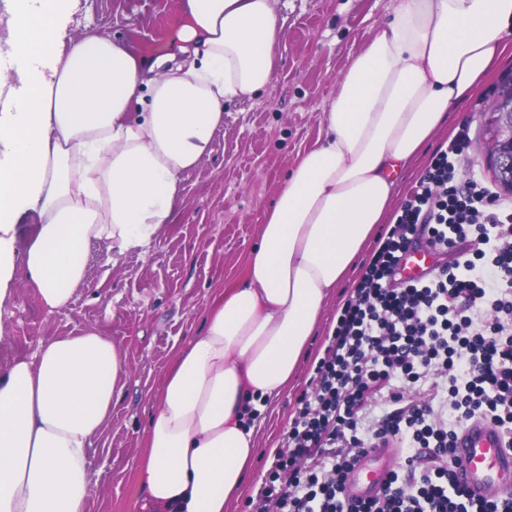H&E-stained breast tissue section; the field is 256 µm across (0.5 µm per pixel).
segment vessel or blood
<instances>
[{"instance_id": "obj_1", "label": "vessel or blood", "mask_w": 512, "mask_h": 512, "mask_svg": "<svg viewBox=\"0 0 512 512\" xmlns=\"http://www.w3.org/2000/svg\"><path fill=\"white\" fill-rule=\"evenodd\" d=\"M434 249H409L400 263L401 280L426 281L436 267ZM399 451L381 445L360 457L347 476L349 496L364 500L378 496L385 488ZM454 457L458 483L475 500H505L512 497V443L494 422L476 418L457 434Z\"/></svg>"}]
</instances>
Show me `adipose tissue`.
I'll return each mask as SVG.
<instances>
[{"instance_id": "adipose-tissue-1", "label": "adipose tissue", "mask_w": 512, "mask_h": 512, "mask_svg": "<svg viewBox=\"0 0 512 512\" xmlns=\"http://www.w3.org/2000/svg\"><path fill=\"white\" fill-rule=\"evenodd\" d=\"M277 3L185 0L176 51L149 58L95 34L64 43L63 0H0L5 45L28 60L0 69V315L17 268L62 310L91 244L118 258L175 223L181 176L210 154L226 104L273 77ZM511 44L512 0H395L338 79L241 275L172 358L142 443L137 512H224L239 495L256 456L245 408L287 391L400 172ZM28 218L37 229L21 253ZM125 375L97 329L0 371V512H87L93 440Z\"/></svg>"}]
</instances>
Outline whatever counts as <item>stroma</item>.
Instances as JSON below:
<instances>
[{
  "instance_id": "1",
  "label": "stroma",
  "mask_w": 512,
  "mask_h": 512,
  "mask_svg": "<svg viewBox=\"0 0 512 512\" xmlns=\"http://www.w3.org/2000/svg\"><path fill=\"white\" fill-rule=\"evenodd\" d=\"M185 0H67L60 23L66 38L92 32L153 55L170 46L184 22ZM391 0H279L281 38L271 82L228 104L212 152L182 176L185 203L175 224L144 253L113 258L91 246L87 284L68 308L49 311L17 272L13 312L0 322V368L31 354L40 342L100 329L122 351L126 378L112 400V418L98 440L95 491L87 512H135V473L154 395L174 354L195 336L207 303L240 272L266 207L300 153L320 134V119L353 55L389 14ZM512 78V51L479 90L448 115L432 142L450 140L462 121L474 138L466 162L491 178L483 160L494 90ZM350 285L328 301L297 379L256 424L257 453L240 496L224 512H247L282 446L296 402L313 374Z\"/></svg>"
}]
</instances>
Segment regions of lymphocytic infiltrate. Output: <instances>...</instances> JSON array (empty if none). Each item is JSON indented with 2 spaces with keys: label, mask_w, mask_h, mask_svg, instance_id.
<instances>
[{
  "label": "lymphocytic infiltrate",
  "mask_w": 512,
  "mask_h": 512,
  "mask_svg": "<svg viewBox=\"0 0 512 512\" xmlns=\"http://www.w3.org/2000/svg\"><path fill=\"white\" fill-rule=\"evenodd\" d=\"M462 124L398 207L326 338L251 512H512L471 501L450 457L486 416L512 437V201L475 170ZM428 244L454 262L407 284L398 266ZM398 444L381 496L348 498L358 456Z\"/></svg>",
  "instance_id": "f902f5d3"
}]
</instances>
